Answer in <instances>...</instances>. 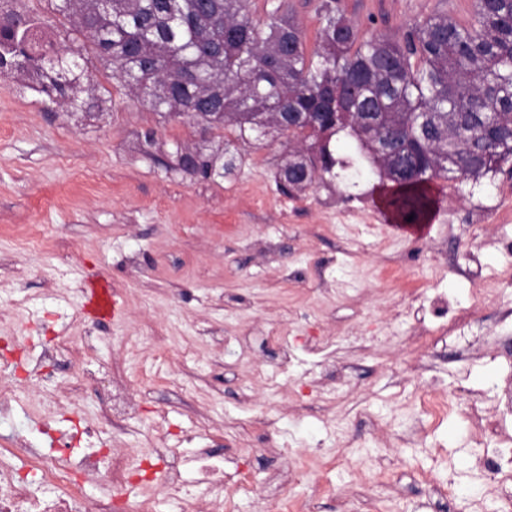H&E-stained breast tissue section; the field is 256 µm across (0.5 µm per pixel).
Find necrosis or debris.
Masks as SVG:
<instances>
[{
	"label": "necrosis or debris",
	"mask_w": 512,
	"mask_h": 512,
	"mask_svg": "<svg viewBox=\"0 0 512 512\" xmlns=\"http://www.w3.org/2000/svg\"><path fill=\"white\" fill-rule=\"evenodd\" d=\"M47 415L39 429L51 443L48 452L38 453L20 435L0 448V512H155L158 493L183 494L186 512H224V494H249L253 487L239 476L232 488L224 486V458L208 449L194 451L191 458L178 456L172 448L151 449L142 465L130 454L111 448H87L84 428L58 435L49 417L64 409L78 413L81 402L95 397L99 412L96 430L120 429L125 420L140 410L120 374L101 378L84 371L80 382L68 385L50 397L27 387ZM193 465L195 481H188L185 465ZM104 489L101 496L85 493L87 481ZM134 498H127L128 490Z\"/></svg>",
	"instance_id": "1"
}]
</instances>
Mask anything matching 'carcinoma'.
<instances>
[{
    "label": "carcinoma",
    "instance_id": "carcinoma-1",
    "mask_svg": "<svg viewBox=\"0 0 512 512\" xmlns=\"http://www.w3.org/2000/svg\"><path fill=\"white\" fill-rule=\"evenodd\" d=\"M129 94L166 119L191 114L209 130L288 140L277 189L301 193L338 177L336 135L353 137L403 218L429 205L434 179L478 181L512 159V0H473L469 19L434 14L402 35L368 36L339 0H321L317 46L307 52L282 5L258 22L250 0H54ZM46 28L23 0H0V76L20 75L58 106H96L78 60L84 45L37 49ZM416 159L405 183L402 157ZM217 156L199 149L177 168L207 180Z\"/></svg>",
    "mask_w": 512,
    "mask_h": 512
}]
</instances>
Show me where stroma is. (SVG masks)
Masks as SVG:
<instances>
[{
  "mask_svg": "<svg viewBox=\"0 0 512 512\" xmlns=\"http://www.w3.org/2000/svg\"><path fill=\"white\" fill-rule=\"evenodd\" d=\"M362 33L401 35L431 14L463 18L472 0H340ZM97 113L61 111L15 78L0 77V336L39 357L45 337L94 339L85 368L118 364L140 412L94 444L147 449L157 438L184 455L224 454V481L246 473L257 491L233 512H269L292 459L306 455L331 492L315 512H496L477 465L497 434L464 410L427 416L432 392L471 390L499 417L512 379L510 224H472L473 205L497 203L512 161L478 182L436 180L424 234L397 226L383 184L340 135L352 168L300 197L277 191L287 139L224 130L200 139L186 119L163 120L127 96L107 64L91 58ZM154 127L144 154L138 134ZM226 150L235 168L202 180L173 168L176 149ZM374 212L353 224L337 207ZM109 281L121 307L87 314L90 282ZM418 293L421 306L395 314ZM284 330L294 358L277 341ZM329 336L328 355L311 353ZM381 464L370 491L357 465ZM443 483L447 494L436 493Z\"/></svg>",
  "mask_w": 512,
  "mask_h": 512,
  "instance_id": "obj_1",
  "label": "stroma"
}]
</instances>
